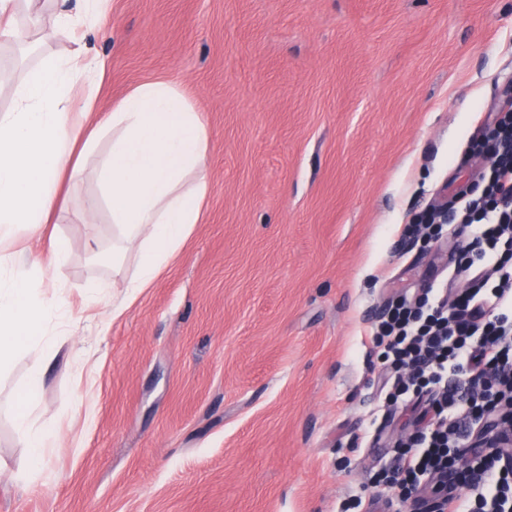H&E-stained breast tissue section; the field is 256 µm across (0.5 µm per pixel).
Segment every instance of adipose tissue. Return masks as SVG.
<instances>
[{"mask_svg": "<svg viewBox=\"0 0 512 512\" xmlns=\"http://www.w3.org/2000/svg\"><path fill=\"white\" fill-rule=\"evenodd\" d=\"M73 17L64 0H0V47L26 26L56 41L79 22L107 26L108 0H83ZM105 61H89L82 48L40 59L12 87L13 104L0 112V361L33 354L24 397L14 413L17 436L29 450L23 477L45 480V460L56 433L35 417L37 397L58 353L51 320L69 316L42 290L40 272L65 266L68 251L54 241L45 255L15 262L10 252L64 209V178L90 173L98 192L91 209L112 222V271L121 274L129 251L137 273L128 297L150 287L204 216L211 131L195 99L179 83L139 84L95 123L92 96L72 97L80 81L99 84Z\"/></svg>", "mask_w": 512, "mask_h": 512, "instance_id": "ef3b65f1", "label": "adipose tissue"}]
</instances>
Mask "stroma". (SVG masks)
Segmentation results:
<instances>
[{
    "instance_id": "35a3bbf8",
    "label": "stroma",
    "mask_w": 512,
    "mask_h": 512,
    "mask_svg": "<svg viewBox=\"0 0 512 512\" xmlns=\"http://www.w3.org/2000/svg\"><path fill=\"white\" fill-rule=\"evenodd\" d=\"M111 38L76 37L108 68L98 111L134 86L184 83L212 131L204 217L134 300L112 283V225L67 214L43 273L72 314L36 417L59 432L28 484L13 415L32 358L0 371V512H340L391 452L382 360L388 299L448 278L449 249L402 235L452 199L480 114L512 82V0H109ZM99 289L88 303L91 289Z\"/></svg>"
}]
</instances>
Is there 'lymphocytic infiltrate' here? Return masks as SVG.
Masks as SVG:
<instances>
[{
    "label": "lymphocytic infiltrate",
    "mask_w": 512,
    "mask_h": 512,
    "mask_svg": "<svg viewBox=\"0 0 512 512\" xmlns=\"http://www.w3.org/2000/svg\"><path fill=\"white\" fill-rule=\"evenodd\" d=\"M487 166L454 193L452 225H405L425 241L459 238L455 294L431 287L394 302L373 328V349L387 365L389 409L413 412V431L374 476L369 512H512V85L470 139ZM483 429L498 452L472 448ZM473 495H465V488Z\"/></svg>",
    "instance_id": "lymphocytic-infiltrate-1"
}]
</instances>
